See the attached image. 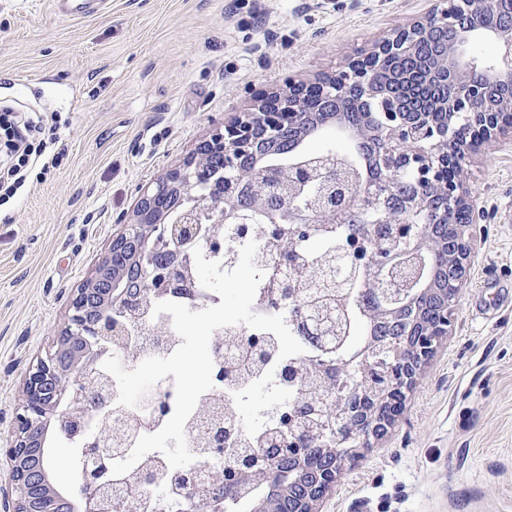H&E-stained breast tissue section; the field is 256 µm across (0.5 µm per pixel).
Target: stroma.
<instances>
[{"mask_svg": "<svg viewBox=\"0 0 512 512\" xmlns=\"http://www.w3.org/2000/svg\"><path fill=\"white\" fill-rule=\"evenodd\" d=\"M434 3L111 0L65 19L0 0V110L56 116L61 150L0 206V437L141 187L258 92L315 81ZM467 182L486 219L453 331L322 512H512V141L475 155Z\"/></svg>", "mask_w": 512, "mask_h": 512, "instance_id": "obj_1", "label": "stroma"}]
</instances>
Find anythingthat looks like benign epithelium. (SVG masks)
<instances>
[{
  "label": "benign epithelium",
  "mask_w": 512,
  "mask_h": 512,
  "mask_svg": "<svg viewBox=\"0 0 512 512\" xmlns=\"http://www.w3.org/2000/svg\"><path fill=\"white\" fill-rule=\"evenodd\" d=\"M477 38L495 45L484 61L469 51ZM336 124L363 138L377 161L374 179L351 190L348 170L324 167L315 177L326 197L317 211L326 224L404 227L396 250L386 255L364 248L382 304L380 321L402 326L403 347L390 366L388 384L373 389L369 357L362 359L365 389L356 397L332 396L331 428L340 447L331 454L316 446L283 455V469L296 483L280 484L259 500L256 512H319L343 470L354 467L373 442L398 422L418 376L453 329L471 257L481 241L471 225L484 210L467 187L466 166L482 146L512 137V0H436L420 20L401 24L347 66L313 83L288 78L275 91L255 98L254 108L215 127L159 178L141 188L130 222L98 258L76 288L68 319L45 356L31 366L24 399L15 409L0 447L15 494L14 512H112L118 500L112 473V428L90 436L89 417L103 423L115 409L112 389L89 380L104 375L100 352L126 332L123 318L135 312L149 285L178 292L187 279L180 268L161 262L178 240L191 247L222 244L220 224L255 223V202L268 184L256 169L264 148L302 141L312 129ZM308 163L291 167L299 186L313 179ZM329 316L302 311L305 335L321 345L332 337ZM58 434L81 446L80 475L67 494L51 481L55 466L47 448ZM259 452L245 453L235 469L241 480L263 474L275 481L279 470L251 466ZM224 483L208 467L185 476L179 493L202 504L222 496Z\"/></svg>",
  "instance_id": "obj_1"
}]
</instances>
